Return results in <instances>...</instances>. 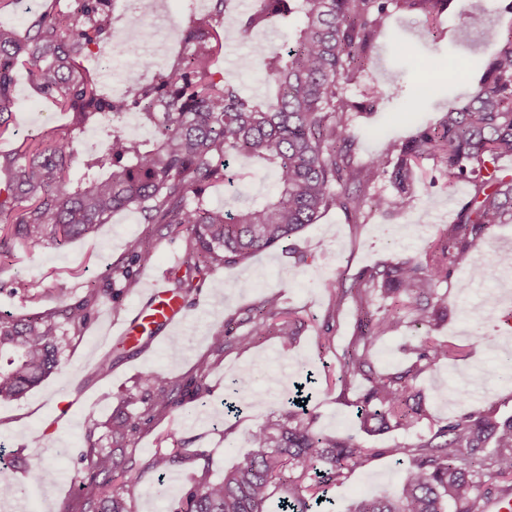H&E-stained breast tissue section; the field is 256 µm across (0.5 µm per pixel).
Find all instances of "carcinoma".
Segmentation results:
<instances>
[{"label": "carcinoma", "instance_id": "1", "mask_svg": "<svg viewBox=\"0 0 512 512\" xmlns=\"http://www.w3.org/2000/svg\"><path fill=\"white\" fill-rule=\"evenodd\" d=\"M230 0H213L211 15L182 28L184 51L157 72L139 80L153 63L142 54L151 33L120 54L121 74L131 93L105 95L97 75L80 62L83 48L112 35L114 0H75L69 11H48L25 34L0 26V137L9 129L14 105V73L29 64L39 88L51 95L78 127L96 118L116 124L129 112L152 126L141 139L124 127L110 130L104 146L84 157L82 173L70 178L74 138H34L3 157L8 173L0 187V235L29 251L85 236L125 209L141 213L147 224L186 231V270L174 275V292L187 295L197 275L230 268L271 247L288 248L293 238L326 211L341 209L352 223L365 210H405L412 204L415 162L438 158L457 178L469 176L472 198L457 222L426 251L425 258H403L362 271L347 288L329 281L336 303L359 304L378 295L386 305L365 313L341 362V379H360L364 390L356 414L370 432L411 429L427 419L414 385L424 370L458 357L452 343L422 342L416 360L404 369H375L371 347L403 322L424 330L448 315V296L438 292L469 250L497 224H512V174L496 166L512 155V20L492 58L474 78L471 96L450 107L437 121L417 126L406 140L389 144V154L364 165L355 162L352 113L367 106L351 100L348 85L358 81L389 12L406 11L434 18L448 0H255L236 18L241 35L277 23L288 29V45L253 44V59L274 94L259 103L217 70L224 36L217 29ZM462 67L454 63L428 69L427 84L410 101L421 112L430 83L455 86ZM245 157L264 164L275 176V195L235 212L210 203L209 189L225 182L229 159ZM386 177L393 196L371 192ZM155 242L141 237L130 245L131 261L149 263ZM101 290L87 289L79 301L33 316L0 314V401L17 400L59 370L63 348L92 319ZM243 331L219 328L210 336L211 357L200 359L202 379L224 350L247 348L273 329L286 344L296 322L280 294H266L238 320ZM251 372L237 378L238 400L249 398ZM146 389L119 396L107 433L94 438L97 419L87 421L84 449L76 460L87 491L66 512H132L144 495L130 475L126 457L116 455L135 436L132 410L144 405L150 417L163 416L180 403L181 385L150 371L140 377ZM280 418L247 431L251 452L224 478L211 480L207 469L186 489L178 512H312L344 472L374 454L403 466L396 491L363 500L356 512H484V480L512 482V417L503 421L481 411H465L433 423L428 435L389 448H365L354 436L339 437L312 429L307 409L295 401ZM493 448H488V445ZM182 454H156L147 468L158 479Z\"/></svg>", "mask_w": 512, "mask_h": 512}]
</instances>
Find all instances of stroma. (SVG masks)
Returning a JSON list of instances; mask_svg holds the SVG:
<instances>
[{
    "mask_svg": "<svg viewBox=\"0 0 512 512\" xmlns=\"http://www.w3.org/2000/svg\"><path fill=\"white\" fill-rule=\"evenodd\" d=\"M499 4L500 0H450L434 24L410 14L391 15L390 30L380 39L366 72L347 88L352 100L374 107L373 112L363 111L353 117L358 162L384 154L389 140L406 137L411 126L421 120V113L406 111L405 106L423 84L425 66L458 59L471 71L486 63L501 31L512 21L498 13ZM54 5L64 10L73 7L71 0H13L9 10L0 12V24L26 30ZM209 5L210 0H119L113 37L93 48L83 63L98 71L106 93L123 94L127 85L121 76L109 74L101 64L103 56L114 53L117 37L134 25L151 31L164 47L157 53L148 47L144 53L153 58L156 68H165L181 48L182 26L189 19L203 17ZM464 5L488 11L490 27L485 33L464 29L459 14ZM222 27L225 47L219 69L246 94L268 96L272 88L252 59V42L258 39L281 44L278 27L258 33L253 40L240 34L234 19H224ZM413 54L423 61V68H408L407 58ZM399 69L404 72L400 90L387 89L383 99L373 100V89L385 86L389 72ZM71 123V114L60 111L37 88L29 67H19L15 72L10 132L0 139V154L15 151L32 136L62 135ZM252 169L250 160H232L229 171L233 183L210 189L211 201L233 208L252 199L271 197L275 192L273 173L256 175ZM473 193L470 181L449 178L440 161L422 160L410 209L387 215L369 213L363 223L354 224L343 211L334 208L306 226L294 238L290 251L271 249L252 255L236 267L201 274L198 288L186 297L184 326L149 342L143 351L130 348L111 358L112 371L103 377L96 367L108 356L101 345L104 333L118 328L141 302L143 290L156 271L184 261V233L144 223L137 212L122 210L95 232L62 245L33 253L17 248L9 251L0 245L1 313L32 316L80 300L88 285L103 291L89 329L69 340L61 370L23 398L0 402V481L16 483L14 496L0 499V512H24L28 507L33 512H61L79 481L74 457L85 443L86 418L109 421L113 408L108 396L137 390L143 372L159 371L178 383H189L197 361L210 351L211 331L244 317L246 309L268 291L279 292L284 306L300 319L296 343L283 346L280 338L270 333L250 348L226 351L204 380L207 393L203 398L185 395L175 411L143 426L127 449L134 460L133 473L145 487L134 512H175L191 475L201 467H208L211 479L223 478L225 469L249 450L246 431L265 425L284 408V396H265L269 380L280 379L290 385L313 377L315 430L339 436L360 435L354 403L362 385L357 381L344 385L338 376L340 357L356 333L361 313L353 301L337 304L326 284L333 281L347 286L366 267L419 255L456 222L461 206ZM144 236L155 240L154 258L151 264L131 266L138 287L128 291L123 279L111 276L110 270L126 263L130 241ZM511 247L512 224L494 226L471 249L467 266L455 270L440 286L448 294V318L431 333L453 342L463 355L433 365L417 382L429 412L437 419L468 410L491 411L500 418L512 416V376L497 369L499 353L512 345V323L507 320L512 312L485 301L496 291L498 256ZM477 265L483 266L485 276L474 281L470 269ZM19 279L32 285L36 299L28 302L13 294ZM466 279L471 280V287L459 292L457 282ZM327 321L333 324L328 342L322 338ZM410 334V328H401L372 348L377 369L393 372L409 364L416 346ZM487 335L496 338L495 348L484 344ZM248 366L256 369L249 385L256 402L240 415L226 413L224 403L234 397V380ZM33 432L42 433L41 446L30 444ZM427 432V427L420 426L360 435L363 445L377 449L378 454L347 472L329 491L332 512H352L362 497L395 489L401 468L384 456V448L416 441ZM176 447L186 449L187 459L167 470L164 481H157L147 468L149 460L155 452ZM201 453L206 456L202 462L197 459ZM36 469L41 478L34 482L29 475Z\"/></svg>",
    "mask_w": 512,
    "mask_h": 512,
    "instance_id": "35a3bbf8",
    "label": "stroma"
}]
</instances>
